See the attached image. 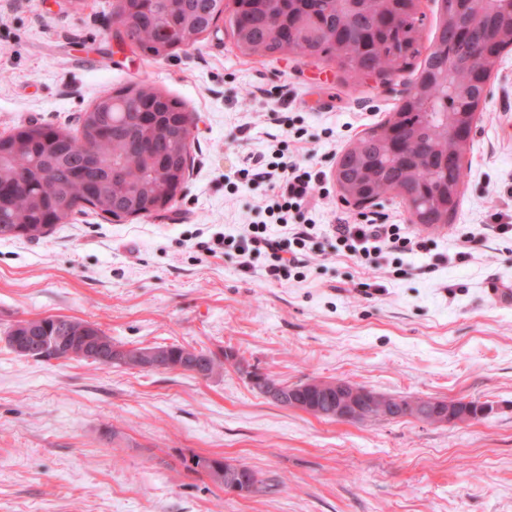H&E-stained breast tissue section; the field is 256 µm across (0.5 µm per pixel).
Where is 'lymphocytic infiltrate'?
<instances>
[{
  "label": "lymphocytic infiltrate",
  "mask_w": 512,
  "mask_h": 512,
  "mask_svg": "<svg viewBox=\"0 0 512 512\" xmlns=\"http://www.w3.org/2000/svg\"><path fill=\"white\" fill-rule=\"evenodd\" d=\"M268 181L270 195L262 221L245 225L239 236L222 239L224 251L257 253L269 261L267 273L278 280L290 279L304 266L311 227L289 224L290 211L311 206L315 191L323 180L322 172L302 166L284 150L272 151L270 158L259 160L254 170ZM336 250L363 266H371L383 252L412 254L423 249V242L409 236L401 224H349L333 227Z\"/></svg>",
  "instance_id": "f902f5d3"
}]
</instances>
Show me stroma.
Returning <instances> with one entry per match:
<instances>
[{
    "label": "stroma",
    "mask_w": 512,
    "mask_h": 512,
    "mask_svg": "<svg viewBox=\"0 0 512 512\" xmlns=\"http://www.w3.org/2000/svg\"><path fill=\"white\" fill-rule=\"evenodd\" d=\"M112 0H0V135L76 125L105 91L137 85L194 121L190 171L166 209L121 223L73 214L47 237L0 239V512H512V50L500 57L470 143L453 224L417 255L370 268L336 252L338 219L409 221L397 198L342 201L336 161L398 98L335 61L246 56L230 27L160 57L118 47ZM284 148L323 170L301 277L270 279L206 247L255 220L267 184L238 171ZM97 324L113 343L232 352L281 383L339 379L383 394L491 405L484 418L349 423L279 406L233 363L201 377L80 360L24 359L22 320ZM199 455L256 471L225 493L188 471Z\"/></svg>",
    "instance_id": "stroma-1"
}]
</instances>
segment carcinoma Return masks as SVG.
Segmentation results:
<instances>
[{
    "label": "carcinoma",
    "mask_w": 512,
    "mask_h": 512,
    "mask_svg": "<svg viewBox=\"0 0 512 512\" xmlns=\"http://www.w3.org/2000/svg\"><path fill=\"white\" fill-rule=\"evenodd\" d=\"M228 23L236 35L239 50L246 55H273L284 52V45L302 58H335L350 78L366 72L383 76L403 72L417 57L419 75H427L419 103L405 109V129L398 135L395 149H410L401 160L378 133L376 126L357 139L358 168L365 171L371 194L385 197L399 184L415 194V216L410 223L439 229L451 223L459 203L448 209L447 219L437 217L445 204L440 188L445 184L463 185L464 172L453 157L448 165L431 162L433 148L442 146L452 153L454 134L434 118L425 103L442 104L444 82L449 68L469 70L464 81L455 85L446 110L466 112L473 101L485 96V77L473 74L470 44H455L448 51L436 49L448 43V26L440 24L433 46L426 55L419 50V28L413 19L393 23L402 13L403 3L392 5L394 15L386 16L376 4L358 12L345 9L340 0H233ZM112 12L133 20L129 36L134 45L158 56L166 51L155 28L160 16L173 27L197 36L206 33L214 17L224 12V0H112ZM512 24V11L503 10L478 21L471 40H484L490 26ZM148 111L145 123L137 114ZM189 114L182 104L161 93L129 98L122 90L105 92L91 111L83 113L79 128L49 124H21L0 135V238L40 239L53 231L62 219L86 207L103 213L144 210L146 203L165 192L172 172L185 174ZM118 167L124 179L111 182L104 167ZM24 182L16 191L17 181ZM73 208L60 212L63 202ZM89 322L53 316L26 320L12 325L6 336L9 349L29 357L16 347L11 337L26 331L34 336H76ZM170 351L166 370L177 368L182 359L196 355L205 360L208 375L224 370V355L212 351L194 353L185 345H165ZM222 459L195 457L186 469L203 472L213 482L224 484V474L212 471Z\"/></svg>",
    "instance_id": "1"
}]
</instances>
